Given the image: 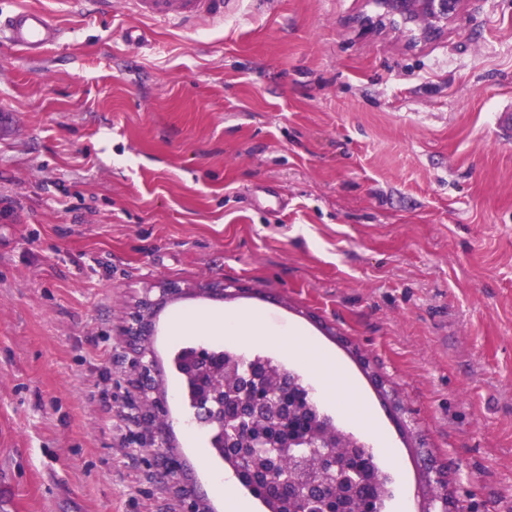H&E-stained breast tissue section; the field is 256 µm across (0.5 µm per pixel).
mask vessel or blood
I'll return each mask as SVG.
<instances>
[{
    "instance_id": "b4317fda",
    "label": "vessel or blood",
    "mask_w": 512,
    "mask_h": 512,
    "mask_svg": "<svg viewBox=\"0 0 512 512\" xmlns=\"http://www.w3.org/2000/svg\"><path fill=\"white\" fill-rule=\"evenodd\" d=\"M75 12L88 16H109L116 10L115 0H68ZM237 0H124L132 17L160 23H175L185 28L211 22L220 23L231 15ZM0 34L32 58L42 56L57 45L64 32L39 8H23L0 19Z\"/></svg>"
}]
</instances>
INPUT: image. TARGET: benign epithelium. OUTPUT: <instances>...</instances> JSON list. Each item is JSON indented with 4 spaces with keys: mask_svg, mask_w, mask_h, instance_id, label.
Here are the masks:
<instances>
[{
    "mask_svg": "<svg viewBox=\"0 0 512 512\" xmlns=\"http://www.w3.org/2000/svg\"><path fill=\"white\" fill-rule=\"evenodd\" d=\"M461 0H378L380 13L371 20L399 17L415 27V37L428 40L448 28L459 11ZM187 294V290L165 284L158 293L146 292L137 310L124 327V339L132 351L130 372L145 409L139 430L130 441L139 448H163L159 460L165 476L178 480L182 465L170 447L167 422V395L157 372L150 349L153 318L170 300ZM229 368L236 371L237 393L224 394V386L215 379L220 365L212 347L197 344L186 348L180 358L181 372L189 390L190 423L204 429L211 448L221 455L241 459L234 471L239 484L258 499L284 495L294 500V512H343L336 500L335 486L319 483L309 471L313 461L326 475L339 476L341 463L331 446L308 429L309 417L328 418L311 386L293 374H286L277 388L265 380L271 360L246 354H226ZM440 477L428 479L430 497L427 512H469L462 504L449 503L448 493L439 487ZM359 512H380L371 492L354 486ZM178 512H205L201 499L188 490H180Z\"/></svg>",
    "mask_w": 512,
    "mask_h": 512,
    "instance_id": "7a95c632",
    "label": "benign epithelium"
}]
</instances>
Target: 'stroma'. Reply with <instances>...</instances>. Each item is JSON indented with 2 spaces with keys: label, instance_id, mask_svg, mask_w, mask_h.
I'll list each match as a JSON object with an SVG mask.
<instances>
[{
  "label": "stroma",
  "instance_id": "obj_1",
  "mask_svg": "<svg viewBox=\"0 0 512 512\" xmlns=\"http://www.w3.org/2000/svg\"><path fill=\"white\" fill-rule=\"evenodd\" d=\"M40 8L64 30L37 59L0 43V512H177L127 444L120 336L149 288L181 480L211 512L261 501L188 422L171 359L205 342L338 395L422 512L426 469L470 512H512V0H463L440 36L364 31L375 0H239L184 30ZM208 283L226 298L203 291ZM202 325L179 333L174 318ZM254 315L246 345L211 326Z\"/></svg>",
  "mask_w": 512,
  "mask_h": 512
}]
</instances>
